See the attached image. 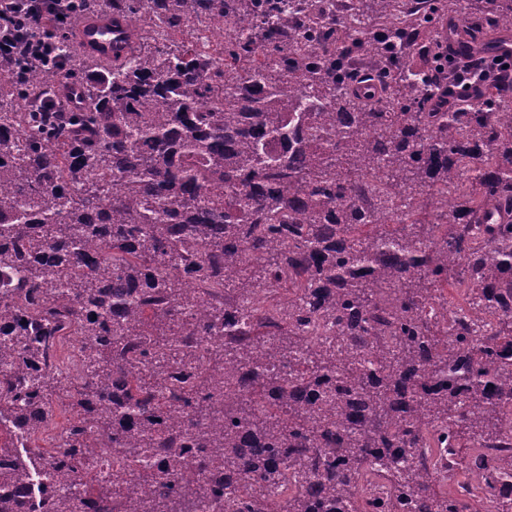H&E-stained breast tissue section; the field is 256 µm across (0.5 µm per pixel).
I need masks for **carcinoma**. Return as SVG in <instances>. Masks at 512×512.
Masks as SVG:
<instances>
[{
    "label": "carcinoma",
    "mask_w": 512,
    "mask_h": 512,
    "mask_svg": "<svg viewBox=\"0 0 512 512\" xmlns=\"http://www.w3.org/2000/svg\"><path fill=\"white\" fill-rule=\"evenodd\" d=\"M448 40L484 52L512 33V0H467ZM50 65L0 73V421L72 419L43 460L39 512L73 504L45 485L63 463L110 512H482L512 461V83L475 70L448 106L429 18L405 0H77ZM117 15L139 33L117 63L77 52L67 24ZM379 97L341 91L352 58ZM80 100L30 112L47 86ZM426 211L400 215L394 198ZM185 270L206 309L191 316ZM304 298L301 304L296 298ZM493 318L492 333L473 326ZM221 336L192 365L187 336ZM84 344L93 374L57 365ZM194 447L224 481L189 470ZM112 449L116 469L100 482ZM448 458L453 488L423 462ZM0 512L32 483L0 442ZM76 336H65L63 339V343L58 351V360H62L66 356V351L68 346L76 341ZM81 350V344L78 342L73 343L72 345V351H71V357L72 361L76 363L75 369L73 372L69 373L71 376H77V377H87L90 372L89 368L86 363L83 362V358L80 355Z\"/></svg>",
    "instance_id": "1"
}]
</instances>
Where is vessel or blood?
Here are the masks:
<instances>
[{"instance_id": "b4317fda", "label": "vessel or blood", "mask_w": 512, "mask_h": 512, "mask_svg": "<svg viewBox=\"0 0 512 512\" xmlns=\"http://www.w3.org/2000/svg\"><path fill=\"white\" fill-rule=\"evenodd\" d=\"M136 34L129 22L118 16H101L81 22L76 41L81 50L109 63L125 57Z\"/></svg>"}]
</instances>
